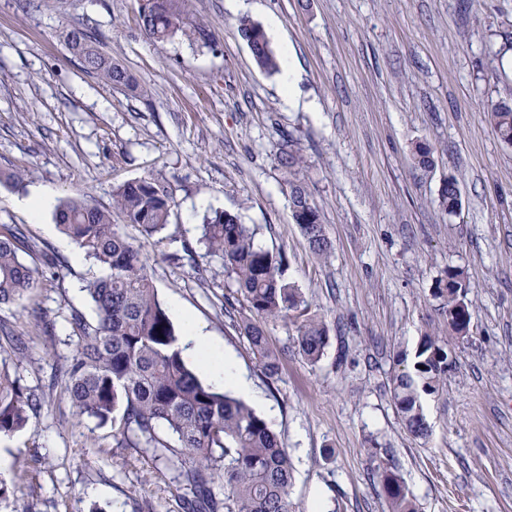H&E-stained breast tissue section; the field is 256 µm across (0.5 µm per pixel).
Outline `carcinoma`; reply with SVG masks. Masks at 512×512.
Segmentation results:
<instances>
[{
	"instance_id": "cac0c4a2",
	"label": "carcinoma",
	"mask_w": 512,
	"mask_h": 512,
	"mask_svg": "<svg viewBox=\"0 0 512 512\" xmlns=\"http://www.w3.org/2000/svg\"><path fill=\"white\" fill-rule=\"evenodd\" d=\"M188 5L189 0H152L150 8L139 10V25L150 39L164 43L184 31ZM238 32L259 69L269 74L280 71L278 57L259 24L243 18ZM68 45L86 72L115 87L130 84L126 69L84 31H71ZM487 120L496 137L512 145V103L491 105ZM412 153L419 168L433 166L429 145L417 143ZM277 161L291 176L304 164L292 149L280 151ZM290 188L293 222L311 250L327 256L331 242L319 209L302 182L292 181ZM438 205L450 215L461 208L456 176L448 175ZM172 206L170 191L151 176L121 186L110 209H101L84 196L58 205L54 219L61 232L105 275L85 286L96 321H87L77 310L66 318L74 349L47 388L60 390L76 416L112 423L118 445L139 448L170 467L172 480L182 491V512H292L293 465L287 449L251 407L203 381L184 361L178 333L158 299L142 245L112 223L115 212L149 240L167 228ZM200 241L234 277L249 311L239 328L265 373L272 377L278 371L279 358L268 348L265 336L266 323L277 320L298 322V351L308 363H318L329 342L328 328L321 316L311 312L300 289L284 278L281 258L258 247L248 225L226 211L204 217ZM24 243L23 228L0 229V305L21 302L36 286V269L18 254ZM462 282L463 272L450 269L434 290L450 335L458 334L456 321L469 323L473 318L471 303L460 294ZM4 340L1 350L9 348L18 359L26 355V337L7 332ZM446 347L438 338L424 335L412 368L392 379L397 412L417 438L430 432L422 397L440 392L447 380ZM42 408V395L24 386L7 360L1 359L0 437L25 430ZM376 475L387 512H419L401 477L385 467L377 468ZM217 482L223 487L220 495L215 492Z\"/></svg>"
}]
</instances>
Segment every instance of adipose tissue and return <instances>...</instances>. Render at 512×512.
Wrapping results in <instances>:
<instances>
[{"mask_svg":"<svg viewBox=\"0 0 512 512\" xmlns=\"http://www.w3.org/2000/svg\"><path fill=\"white\" fill-rule=\"evenodd\" d=\"M174 314L182 322L179 347L183 357L195 361L216 388L228 387L249 394L248 382L238 374L233 361L225 356L204 326L182 309H175Z\"/></svg>","mask_w":512,"mask_h":512,"instance_id":"ef3b65f1","label":"adipose tissue"}]
</instances>
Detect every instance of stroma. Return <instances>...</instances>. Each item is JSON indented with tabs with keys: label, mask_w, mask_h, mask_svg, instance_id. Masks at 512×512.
<instances>
[{
	"label": "stroma",
	"mask_w": 512,
	"mask_h": 512,
	"mask_svg": "<svg viewBox=\"0 0 512 512\" xmlns=\"http://www.w3.org/2000/svg\"><path fill=\"white\" fill-rule=\"evenodd\" d=\"M142 0H0V225H22L36 251L22 258L38 287L0 323L30 330L29 309L55 323L12 369L42 392L28 428L0 437V475L12 482L0 512H181L172 474L138 448H120L111 425L79 418L52 372L70 356L65 318L95 312L81 284L94 269L75 261L52 212L33 221L23 197L87 196L111 208L126 182L151 176L169 188L167 229L143 241L164 305L205 324L249 381L247 403L291 458L294 512H386L376 465L396 472L419 512H512V147L485 117L512 97V0H193L214 40L190 33L153 43L137 18ZM276 19L272 49L288 42L299 62L300 99L283 103L279 75L261 71L238 33L241 17ZM97 34L135 79L123 91L86 74L66 35ZM431 146L435 166H415L411 147ZM294 145L298 174L332 244L310 249L291 217L289 178L277 156ZM462 210L437 205L448 175ZM240 217L256 244L284 259L328 328L322 359L298 352L295 322L269 323L280 371L266 378L238 328L247 309L222 260L200 241L203 217ZM464 273L473 318L448 335L434 288ZM436 333L453 361L442 392L425 396L427 438L411 435L391 398L398 356Z\"/></svg>",
	"instance_id": "35a3bbf8"
}]
</instances>
